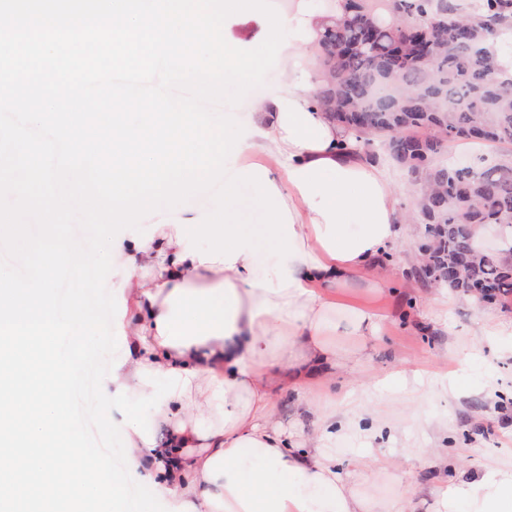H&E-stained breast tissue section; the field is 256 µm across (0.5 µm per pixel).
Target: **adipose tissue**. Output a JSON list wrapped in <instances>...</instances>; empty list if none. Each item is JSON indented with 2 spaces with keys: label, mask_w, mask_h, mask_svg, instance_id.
Wrapping results in <instances>:
<instances>
[{
  "label": "adipose tissue",
  "mask_w": 512,
  "mask_h": 512,
  "mask_svg": "<svg viewBox=\"0 0 512 512\" xmlns=\"http://www.w3.org/2000/svg\"><path fill=\"white\" fill-rule=\"evenodd\" d=\"M342 11L343 0H292L286 26L305 20L311 38L280 52L282 86L254 101L247 127L183 109L167 128L172 139L194 128L182 159L167 171L113 169L111 197L88 209L126 285L122 352L98 385L100 410L126 433V479L153 486L166 512H415L413 494L383 508L339 471L324 445L345 432L346 411L306 392L362 359L380 317L343 296L355 281L384 293L378 260L408 234L385 167L319 98L313 54ZM230 154L242 163L224 178L220 208L184 210L145 237L114 235L159 200L187 196ZM245 188L255 228L239 218ZM287 383L296 416L316 419L310 431L275 419ZM129 397L147 413L128 412ZM462 500L472 512H512V463L459 481L444 512Z\"/></svg>",
  "instance_id": "ef3b65f1"
}]
</instances>
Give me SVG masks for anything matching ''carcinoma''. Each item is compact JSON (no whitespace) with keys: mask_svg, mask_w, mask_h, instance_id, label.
I'll return each instance as SVG.
<instances>
[{"mask_svg":"<svg viewBox=\"0 0 512 512\" xmlns=\"http://www.w3.org/2000/svg\"><path fill=\"white\" fill-rule=\"evenodd\" d=\"M511 28L512 0H344L318 48L328 111L416 175L414 275L462 295L482 282L499 303L512 297V164L440 156L452 143L512 144V77L488 75ZM483 224L500 226L505 254L484 252Z\"/></svg>","mask_w":512,"mask_h":512,"instance_id":"cac0c4a2","label":"carcinoma"}]
</instances>
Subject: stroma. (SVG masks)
I'll return each instance as SVG.
<instances>
[{
	"mask_svg": "<svg viewBox=\"0 0 512 512\" xmlns=\"http://www.w3.org/2000/svg\"><path fill=\"white\" fill-rule=\"evenodd\" d=\"M224 198L223 184L199 191L187 201L162 200L129 224L115 225L124 236L148 235L158 224L173 223L182 205L215 208ZM417 243L402 241L390 260L382 263L391 282L387 294L376 296L357 288L351 301L382 316L380 336L370 344L363 361L338 372L332 384L314 380L307 392L328 405L357 398L387 402L388 423L375 443V454L393 461L359 482L363 493L386 503L409 489H419L417 512H437L440 497L453 484L452 467L473 472L493 461L512 460V349L483 335L471 300L448 288H431L412 276ZM471 351L468 361L456 360ZM434 376L422 387L419 409L400 401L396 373ZM436 449L449 466L410 465L409 454Z\"/></svg>",
	"mask_w": 512,
	"mask_h": 512,
	"instance_id": "stroma-1",
	"label": "stroma"
}]
</instances>
